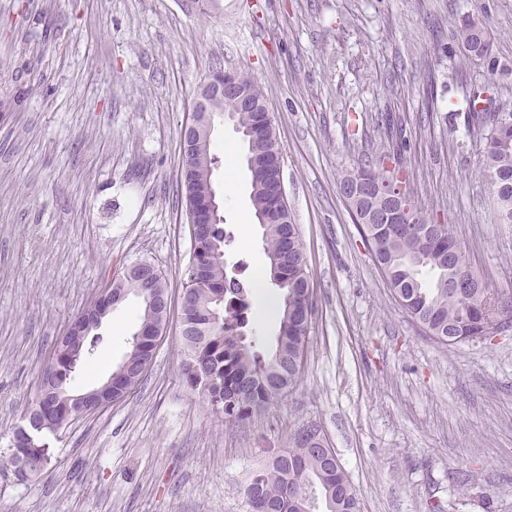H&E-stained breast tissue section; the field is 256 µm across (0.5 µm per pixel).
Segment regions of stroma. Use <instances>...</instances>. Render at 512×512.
Segmentation results:
<instances>
[{
	"mask_svg": "<svg viewBox=\"0 0 512 512\" xmlns=\"http://www.w3.org/2000/svg\"><path fill=\"white\" fill-rule=\"evenodd\" d=\"M483 17L512 69V0H0V454L54 342L111 278L152 263L179 299L191 258L181 133L216 69L261 87L315 298L304 372L275 405L225 424L180 378L179 313L122 402L48 436L29 482L0 467V512H251L254 470L318 425L360 512H512V327L435 340L395 298L339 193L390 167L430 220L452 225L472 270L512 298V224L498 223L484 142L462 105L483 66L454 31ZM226 254L266 265L250 175L217 122ZM139 301L107 315L96 376L128 350Z\"/></svg>",
	"mask_w": 512,
	"mask_h": 512,
	"instance_id": "35a3bbf8",
	"label": "stroma"
}]
</instances>
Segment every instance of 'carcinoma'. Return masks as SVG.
Wrapping results in <instances>:
<instances>
[{"label": "carcinoma", "mask_w": 512, "mask_h": 512, "mask_svg": "<svg viewBox=\"0 0 512 512\" xmlns=\"http://www.w3.org/2000/svg\"><path fill=\"white\" fill-rule=\"evenodd\" d=\"M493 85L495 80L491 79L465 95L466 109L472 114L467 124L485 143L482 164L496 198V219L512 224V112L503 113L501 124L496 125L489 122L488 113L478 111L481 94L492 90ZM224 118L243 136L244 158L262 172V178L251 185L250 199L265 243L266 272L270 284L279 290L278 331L271 339L253 330L244 331L252 298L228 274L224 256L231 240L224 234L223 220L199 224L191 237V248L201 259L207 287L195 289L187 282L183 286V294L190 296L191 302L181 307V377L184 385L226 423L239 424L274 404L297 384L315 302L296 224L280 201L281 152L275 126L268 128L266 140H251L253 113L242 110L234 97L216 102L209 122L200 130L183 185L186 202L203 205L214 190L211 172L217 155L212 134L215 121ZM353 177L367 180L375 189L391 182L383 172L371 168H362ZM362 228L372 240L376 262L386 265L389 287L431 336H446L450 328L469 336L481 330V308L490 288L476 275L477 288L470 296L464 298L452 287L455 276L472 273L452 225H441L439 234L429 240L412 232L411 224H364ZM100 340L93 332L61 337L53 348V365L42 370L39 382L51 385L61 397L80 394L82 389L72 386L73 375L94 364ZM135 340L136 335H131L129 350L111 375L116 379L133 377L138 385L153 355L141 351ZM42 416L45 428L35 439L28 460L34 478L48 465L42 436L55 434L71 422L59 408L44 409ZM324 447L322 437L296 430L286 455L274 456L247 486L251 512H358L356 492L336 452L327 454L322 451Z\"/></svg>", "instance_id": "cac0c4a2"}]
</instances>
